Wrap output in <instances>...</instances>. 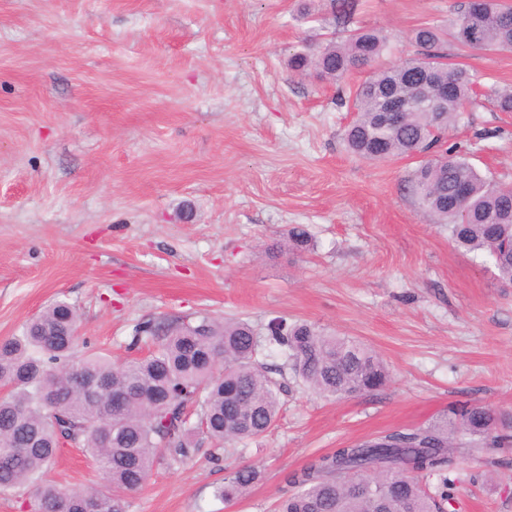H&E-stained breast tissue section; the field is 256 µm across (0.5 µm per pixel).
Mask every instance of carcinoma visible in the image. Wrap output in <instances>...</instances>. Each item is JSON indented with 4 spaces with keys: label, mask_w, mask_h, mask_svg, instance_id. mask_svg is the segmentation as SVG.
I'll list each match as a JSON object with an SVG mask.
<instances>
[{
    "label": "carcinoma",
    "mask_w": 512,
    "mask_h": 512,
    "mask_svg": "<svg viewBox=\"0 0 512 512\" xmlns=\"http://www.w3.org/2000/svg\"><path fill=\"white\" fill-rule=\"evenodd\" d=\"M336 31L295 53L289 67L322 80L344 83L365 73L341 104L354 114L342 136L348 150L366 161L425 156L409 180L421 209L448 226L458 250L489 260L498 281L512 282V186L481 174L469 160L437 152L464 112L480 103L466 68L451 61L448 44L483 51L512 50V4L485 0L479 13L468 0L456 5L442 28H415L410 49L394 63L382 29L356 24L357 0H329ZM453 78L458 94L438 96ZM497 112H512V87L484 93ZM392 99L408 108L392 122L381 108ZM467 186L466 201L453 206L456 188ZM287 247L305 251L309 234L288 228ZM81 315L65 299L52 302L26 322L19 336L0 343V491L31 489L30 512H84V494L96 496L98 512H128V494L138 490L162 464L191 458L202 434L217 449L257 439L276 424L283 386L263 362L275 346L294 378L325 398H350L382 389L389 370L361 341L329 334L308 322L277 317L259 335L243 320H218L189 313L172 320L137 324L131 344L152 347L144 357L112 356L80 341ZM78 368L108 393L90 396L68 380ZM84 449L105 485L66 490L45 478L62 446ZM512 447V414L490 406L460 404L432 423L388 430L311 461L286 475L291 491L278 512H442L448 466L454 450ZM259 478L251 466L232 470L214 489L230 502L244 496Z\"/></svg>",
    "instance_id": "carcinoma-1"
}]
</instances>
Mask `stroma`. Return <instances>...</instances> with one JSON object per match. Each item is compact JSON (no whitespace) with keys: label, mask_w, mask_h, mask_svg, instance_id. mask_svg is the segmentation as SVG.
Returning <instances> with one entry per match:
<instances>
[{"label":"stroma","mask_w":512,"mask_h":512,"mask_svg":"<svg viewBox=\"0 0 512 512\" xmlns=\"http://www.w3.org/2000/svg\"><path fill=\"white\" fill-rule=\"evenodd\" d=\"M0 0V341L57 298L81 336L122 361L132 329L205 311L264 330L276 316L371 345L379 391L319 397L283 369L265 436L211 460L155 470L129 512H274L286 475L334 448L427 424L458 402L512 410V287L455 249L408 188L420 157L367 162L346 150L337 87L290 70L333 32L313 0ZM457 0H359L356 18L405 47L447 26ZM482 84L512 86V51L457 58ZM448 148L512 183V113L481 103ZM313 241L297 253L289 226ZM232 464L261 480L234 502ZM82 489L101 475L82 449L52 472ZM449 512H512V448L460 452Z\"/></svg>","instance_id":"stroma-1"}]
</instances>
